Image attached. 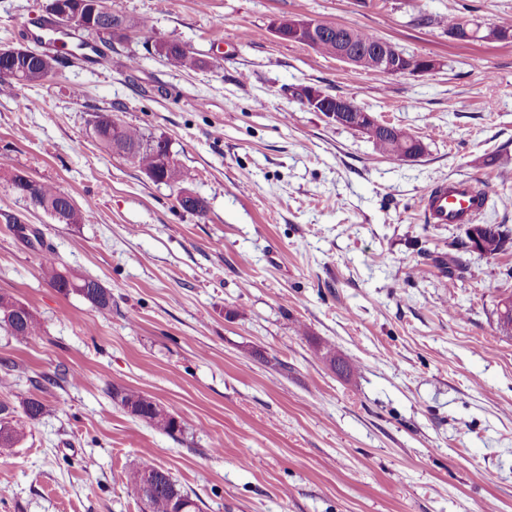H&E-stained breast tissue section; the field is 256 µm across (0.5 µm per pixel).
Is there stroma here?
<instances>
[{
    "label": "stroma",
    "mask_w": 512,
    "mask_h": 512,
    "mask_svg": "<svg viewBox=\"0 0 512 512\" xmlns=\"http://www.w3.org/2000/svg\"><path fill=\"white\" fill-rule=\"evenodd\" d=\"M47 0H0V47ZM150 27L91 72L58 62L0 95V294L39 335L0 330L14 368L0 401L49 413L0 449V512H141L126 492L148 462L202 512H512V248L459 244L462 224L426 223L441 178L489 197L483 224L512 229V38L459 41V16L490 28L512 0H112ZM307 19L370 31L427 74L365 75L272 29ZM206 60L185 72L145 42ZM352 100L419 137L422 156H381L364 134L294 95ZM168 139L205 215L99 147L95 113ZM59 186L84 215L58 224L6 179ZM38 228L27 242L17 225ZM112 293L110 313L45 280L43 248ZM455 251L461 272L434 256ZM335 348L349 365L331 369ZM139 390L183 423L169 436L113 402Z\"/></svg>",
    "instance_id": "35a3bbf8"
}]
</instances>
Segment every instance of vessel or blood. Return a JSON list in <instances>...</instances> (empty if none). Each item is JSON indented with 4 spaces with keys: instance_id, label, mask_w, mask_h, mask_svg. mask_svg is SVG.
<instances>
[{
    "instance_id": "b4317fda",
    "label": "vessel or blood",
    "mask_w": 512,
    "mask_h": 512,
    "mask_svg": "<svg viewBox=\"0 0 512 512\" xmlns=\"http://www.w3.org/2000/svg\"><path fill=\"white\" fill-rule=\"evenodd\" d=\"M29 35L32 40L52 56L77 62L81 67L93 70L103 65L105 55L97 39L84 38L73 42L67 27L32 24ZM488 206V197L467 180H440L426 192L421 208L431 224H471Z\"/></svg>"
}]
</instances>
